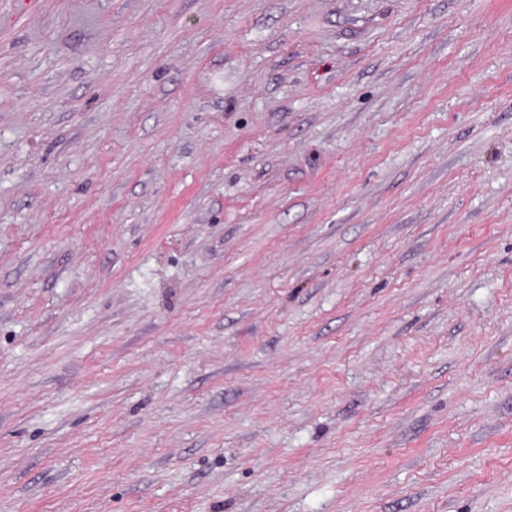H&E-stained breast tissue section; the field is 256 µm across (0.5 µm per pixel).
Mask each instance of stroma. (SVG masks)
Here are the masks:
<instances>
[{"label": "stroma", "instance_id": "1", "mask_svg": "<svg viewBox=\"0 0 512 512\" xmlns=\"http://www.w3.org/2000/svg\"><path fill=\"white\" fill-rule=\"evenodd\" d=\"M0 512H512V0H0Z\"/></svg>", "mask_w": 512, "mask_h": 512}]
</instances>
